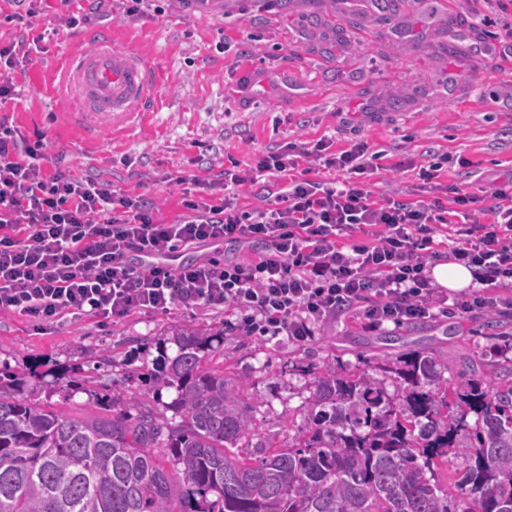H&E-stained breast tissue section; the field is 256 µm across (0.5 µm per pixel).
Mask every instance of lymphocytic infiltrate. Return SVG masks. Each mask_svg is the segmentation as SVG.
Listing matches in <instances>:
<instances>
[{
	"mask_svg": "<svg viewBox=\"0 0 512 512\" xmlns=\"http://www.w3.org/2000/svg\"><path fill=\"white\" fill-rule=\"evenodd\" d=\"M369 146L334 149L321 138L290 142L222 180L177 177L183 214L158 220L154 202L111 183L76 179L45 165V145L0 117V313L37 323L90 315L118 320L136 311L168 313L178 305L244 312L249 335L299 342L317 323L362 307L366 329L474 309L512 308L500 296L512 284V179L478 196L441 185V155L418 177L445 198L373 197ZM311 158L339 172L323 182L297 171ZM275 184L268 206L244 209L237 188ZM377 229L379 244L354 237ZM256 247L245 262L209 258L178 266L143 265L142 253L171 256L200 243ZM469 268L478 291L439 294L427 272L439 259Z\"/></svg>",
	"mask_w": 512,
	"mask_h": 512,
	"instance_id": "lymphocytic-infiltrate-1",
	"label": "lymphocytic infiltrate"
}]
</instances>
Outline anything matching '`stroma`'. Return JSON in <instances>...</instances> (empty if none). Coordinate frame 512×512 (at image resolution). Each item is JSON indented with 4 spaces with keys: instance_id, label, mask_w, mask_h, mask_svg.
Segmentation results:
<instances>
[{
    "instance_id": "stroma-1",
    "label": "stroma",
    "mask_w": 512,
    "mask_h": 512,
    "mask_svg": "<svg viewBox=\"0 0 512 512\" xmlns=\"http://www.w3.org/2000/svg\"><path fill=\"white\" fill-rule=\"evenodd\" d=\"M343 2L318 0L312 11L306 0H280L274 11L255 12L242 0H210L202 13L176 2L159 15L130 17L123 0H112L109 15L53 37L57 0H43L24 28L7 21L12 8L0 0V41L24 33L41 45L15 70V95L0 113L24 134H42L49 162L152 200L165 222L183 212L176 177L213 178L284 143L324 135L338 149L363 140L378 152L367 180L377 196L413 187L414 166L432 154L466 157L467 167L444 166L440 181L473 193L511 178L512 58L485 64L469 54L471 44H491L501 26L475 24L462 0H401L390 20L350 27ZM448 14L463 36L451 54ZM103 30L148 59L157 84L141 119L90 146L69 119L58 74L69 52ZM487 317L477 309L369 331L348 311L297 342L227 329L220 309L43 324L0 314V368L25 372V396L68 415L86 414L98 399L133 414L135 395L151 391L162 357L176 355L175 330L220 329L224 357L252 397L254 441L285 444L304 435L306 404L324 367L371 371L381 358L413 350L484 365L496 360L499 336H512V311L493 324ZM61 368L70 385L57 383ZM116 392L121 400H113Z\"/></svg>"
}]
</instances>
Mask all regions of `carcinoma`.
<instances>
[{"label": "carcinoma", "mask_w": 512, "mask_h": 512, "mask_svg": "<svg viewBox=\"0 0 512 512\" xmlns=\"http://www.w3.org/2000/svg\"><path fill=\"white\" fill-rule=\"evenodd\" d=\"M220 335L176 333L177 354L154 376L177 392L174 421L145 403L134 416H67L22 397L23 375L0 368V512H512L508 352L487 370L462 361L455 384L447 364L410 352L380 367L393 395L367 370L324 369L306 438L242 455L251 403L210 366ZM450 454L452 492L438 479Z\"/></svg>", "instance_id": "carcinoma-1"}]
</instances>
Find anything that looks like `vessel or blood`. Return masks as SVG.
I'll use <instances>...</instances> for the list:
<instances>
[{
	"instance_id": "1",
	"label": "vessel or blood",
	"mask_w": 512,
	"mask_h": 512,
	"mask_svg": "<svg viewBox=\"0 0 512 512\" xmlns=\"http://www.w3.org/2000/svg\"><path fill=\"white\" fill-rule=\"evenodd\" d=\"M61 71L74 108L72 117L90 139L138 119L157 83L144 57L101 33L70 52Z\"/></svg>"
}]
</instances>
